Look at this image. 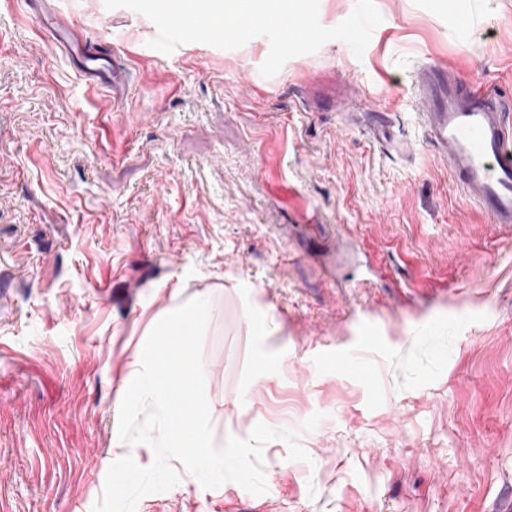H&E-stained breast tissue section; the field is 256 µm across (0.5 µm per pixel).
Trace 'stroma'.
<instances>
[{"mask_svg": "<svg viewBox=\"0 0 512 512\" xmlns=\"http://www.w3.org/2000/svg\"><path fill=\"white\" fill-rule=\"evenodd\" d=\"M375 3L362 57L331 40L266 78V37L165 54L141 13L54 0L128 67L115 97L0 0V512H92L175 289L210 301L216 446L264 423L310 460L272 441L265 494L184 472L136 512H512V226L454 184L413 83L444 64L512 90V0ZM316 76L348 105L312 110ZM369 103L407 151L365 127Z\"/></svg>", "mask_w": 512, "mask_h": 512, "instance_id": "stroma-1", "label": "stroma"}]
</instances>
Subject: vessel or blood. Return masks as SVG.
Masks as SVG:
<instances>
[{"mask_svg":"<svg viewBox=\"0 0 512 512\" xmlns=\"http://www.w3.org/2000/svg\"><path fill=\"white\" fill-rule=\"evenodd\" d=\"M29 2L49 14L54 44L88 88L113 93L126 88V68L114 62L93 66L89 39L80 26L54 11L50 0ZM414 82L429 146L467 199L494 223L512 224V99L469 83L444 65L420 67Z\"/></svg>","mask_w":512,"mask_h":512,"instance_id":"1","label":"vessel or blood"}]
</instances>
